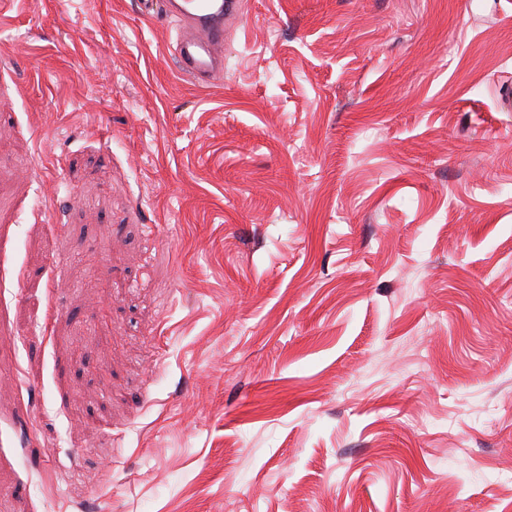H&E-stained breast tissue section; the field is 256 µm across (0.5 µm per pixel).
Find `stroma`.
<instances>
[{"label":"stroma","instance_id":"35a3bbf8","mask_svg":"<svg viewBox=\"0 0 512 512\" xmlns=\"http://www.w3.org/2000/svg\"><path fill=\"white\" fill-rule=\"evenodd\" d=\"M0 10V512H512V0ZM242 0H140L148 17L174 18L181 24L174 55L179 69L197 84H211L224 76V31L237 24Z\"/></svg>","mask_w":512,"mask_h":512}]
</instances>
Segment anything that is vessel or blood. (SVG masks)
<instances>
[{"instance_id": "vessel-or-blood-1", "label": "vessel or blood", "mask_w": 512, "mask_h": 512, "mask_svg": "<svg viewBox=\"0 0 512 512\" xmlns=\"http://www.w3.org/2000/svg\"><path fill=\"white\" fill-rule=\"evenodd\" d=\"M139 6L146 16L180 22L174 55L185 76L205 85L223 78L224 33L238 22L243 0H139Z\"/></svg>"}]
</instances>
